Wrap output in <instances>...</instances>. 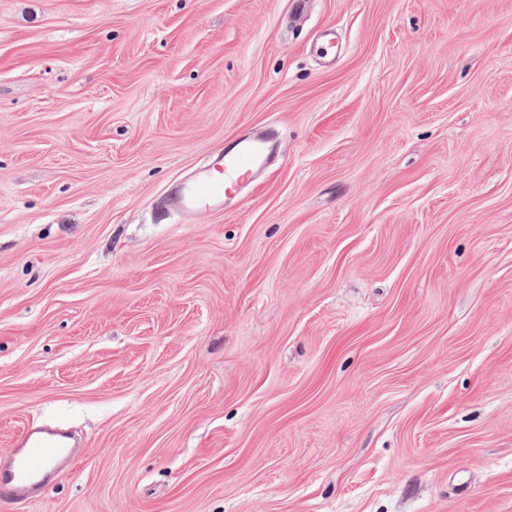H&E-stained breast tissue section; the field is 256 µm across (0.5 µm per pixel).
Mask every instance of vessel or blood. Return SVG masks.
<instances>
[{
	"label": "vessel or blood",
	"instance_id": "1",
	"mask_svg": "<svg viewBox=\"0 0 512 512\" xmlns=\"http://www.w3.org/2000/svg\"><path fill=\"white\" fill-rule=\"evenodd\" d=\"M276 151L272 136L258 132L214 152L207 166L171 189L172 207L185 213L222 207L240 184L253 182L270 168ZM21 441V452L0 465V495L19 503L32 498L56 477L55 468L49 465L51 459L64 465L73 459L57 430L30 428L24 431Z\"/></svg>",
	"mask_w": 512,
	"mask_h": 512
}]
</instances>
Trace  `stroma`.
<instances>
[{
    "label": "stroma",
    "instance_id": "35a3bbf8",
    "mask_svg": "<svg viewBox=\"0 0 512 512\" xmlns=\"http://www.w3.org/2000/svg\"><path fill=\"white\" fill-rule=\"evenodd\" d=\"M291 10L0 0V512H512V0ZM276 151L272 136L257 132L214 152L207 166L170 190L172 207L192 214L221 208L242 182H253L270 168ZM24 448L0 467V495L25 502L48 485L59 471L49 466L52 457L65 466L71 463V449L60 432L51 428H29L20 439Z\"/></svg>",
    "mask_w": 512,
    "mask_h": 512
}]
</instances>
